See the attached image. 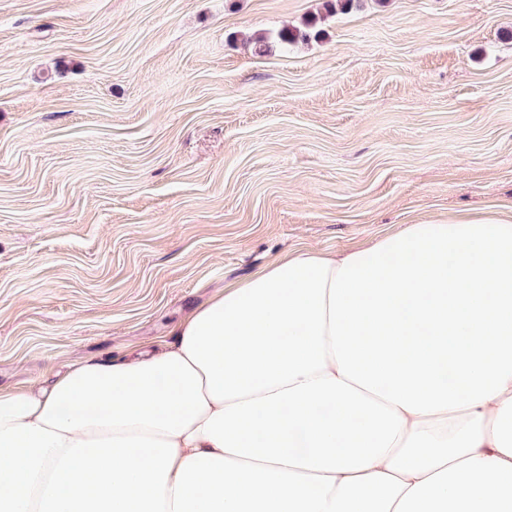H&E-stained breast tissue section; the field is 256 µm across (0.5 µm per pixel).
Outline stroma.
Instances as JSON below:
<instances>
[{"label":"stroma","instance_id":"stroma-1","mask_svg":"<svg viewBox=\"0 0 512 512\" xmlns=\"http://www.w3.org/2000/svg\"><path fill=\"white\" fill-rule=\"evenodd\" d=\"M511 207L512 0H0L1 388L290 252Z\"/></svg>","mask_w":512,"mask_h":512}]
</instances>
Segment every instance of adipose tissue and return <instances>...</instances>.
<instances>
[{
	"mask_svg": "<svg viewBox=\"0 0 512 512\" xmlns=\"http://www.w3.org/2000/svg\"><path fill=\"white\" fill-rule=\"evenodd\" d=\"M0 512H512V214L296 251L0 389Z\"/></svg>",
	"mask_w": 512,
	"mask_h": 512,
	"instance_id": "ef3b65f1",
	"label": "adipose tissue"
}]
</instances>
